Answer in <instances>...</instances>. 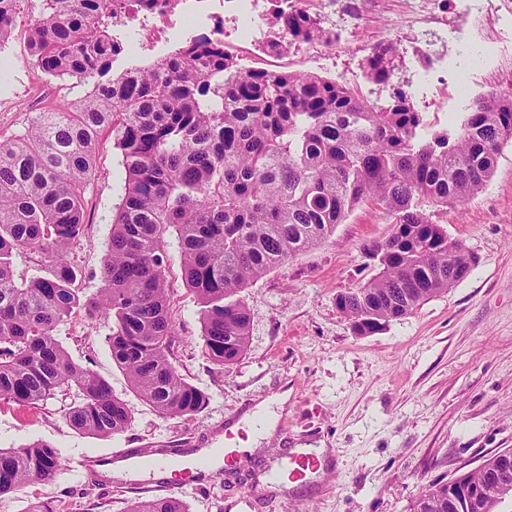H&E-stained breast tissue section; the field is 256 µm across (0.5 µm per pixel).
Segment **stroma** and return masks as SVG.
<instances>
[{"mask_svg": "<svg viewBox=\"0 0 512 512\" xmlns=\"http://www.w3.org/2000/svg\"><path fill=\"white\" fill-rule=\"evenodd\" d=\"M499 51L463 69L449 44V80L464 84L465 99L435 95L430 128L459 123L474 102L494 91L500 66L512 60V24L502 23ZM146 44L122 54L113 74L166 56L183 41L175 31L163 42L133 29ZM244 68L321 72L355 94L368 88L364 73L319 71L300 59L255 60L230 50ZM9 69L0 79V140L22 134L39 112L83 97L92 80L52 78L29 57L27 28L16 25L0 47ZM124 170L111 135H103L95 171L85 190L87 226L69 259L81 272L78 288L100 285L101 263L112 232ZM433 223L462 241L475 258L469 276L369 336L354 335L337 309L338 293L373 276L362 253L366 241L385 237L392 217L370 204L353 209L322 244L296 255L242 292L251 309L244 355L220 368L200 338L199 306L182 279L179 255L167 270L179 372L208 402L184 418L159 416L132 389L112 359L106 318L75 312L56 337L74 361L89 365L122 398L131 423L123 433L97 437L73 430L64 413L70 396L37 407L0 401V448L37 440L51 443L61 460L97 456L115 448L148 451L159 441L184 450L220 448L224 434L257 403L287 394L276 423L277 440L213 481L180 492L187 512H413L422 489L468 472L512 449V142L503 146L494 174L476 196L448 205L421 204ZM328 448L322 471L284 489L260 481L286 448ZM149 472L94 475L60 468L40 482L0 497V512H28L53 500L56 512H127Z\"/></svg>", "mask_w": 512, "mask_h": 512, "instance_id": "obj_1", "label": "stroma"}]
</instances>
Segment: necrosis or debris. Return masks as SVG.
Wrapping results in <instances>:
<instances>
[{
    "instance_id": "obj_1",
    "label": "necrosis or debris",
    "mask_w": 512,
    "mask_h": 512,
    "mask_svg": "<svg viewBox=\"0 0 512 512\" xmlns=\"http://www.w3.org/2000/svg\"><path fill=\"white\" fill-rule=\"evenodd\" d=\"M387 0H115L112 30L128 32L138 27L165 37L175 23L189 30L205 31L221 46L241 44L253 55L266 56L276 42H289L305 59L337 67L332 45L357 35L368 14L384 11ZM404 27L416 30L414 46L403 48L401 66L407 82L420 72L443 67L449 38L479 41L496 46L497 26L512 21V0H464L462 9L448 0H400ZM301 14L310 19L306 39L288 41L272 24L274 11Z\"/></svg>"
}]
</instances>
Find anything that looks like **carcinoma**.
Wrapping results in <instances>:
<instances>
[{"instance_id": "1", "label": "carcinoma", "mask_w": 512, "mask_h": 512, "mask_svg": "<svg viewBox=\"0 0 512 512\" xmlns=\"http://www.w3.org/2000/svg\"><path fill=\"white\" fill-rule=\"evenodd\" d=\"M25 0H0V45ZM113 0H43L28 30L45 74L99 77L60 112H39L28 132L0 141V400L39 405L74 394L65 420L99 437L124 432L131 414L109 383L76 363L56 331L77 308L111 321L112 359L164 418L189 417L207 395L174 361L167 237L200 305L201 339L224 368L246 351L250 282L323 243L363 202L394 217L391 233L362 247L377 273L336 295L355 335L382 330L465 279L475 258L419 208L461 202L490 181L512 141V98L492 94L463 121L431 130L405 91L377 112L345 85L315 74L245 69L205 36L185 39L147 67L110 75L125 51L112 34ZM295 38L309 22L279 12ZM393 49L371 62L393 77ZM125 177L112 212L101 287L79 295L68 256L85 224L84 193L103 131ZM35 252L41 273L19 279L14 259ZM56 448H0V496L51 482ZM512 491V451L426 486L414 512H496ZM129 512H186L173 497L138 499Z\"/></svg>"}]
</instances>
